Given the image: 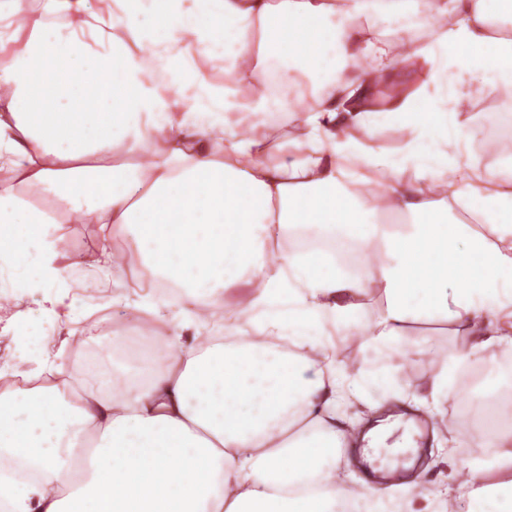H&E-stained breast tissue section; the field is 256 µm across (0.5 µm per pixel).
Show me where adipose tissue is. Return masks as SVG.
I'll return each instance as SVG.
<instances>
[{
	"instance_id": "ef3b65f1",
	"label": "adipose tissue",
	"mask_w": 512,
	"mask_h": 512,
	"mask_svg": "<svg viewBox=\"0 0 512 512\" xmlns=\"http://www.w3.org/2000/svg\"><path fill=\"white\" fill-rule=\"evenodd\" d=\"M504 17L512 0H5L0 300L46 305L17 363L54 372L72 317L82 268L61 264L58 222L130 236L154 284L128 309L173 332L162 362L105 337L113 363L138 364L125 393L100 365L79 406L56 387L8 397L0 507L512 512ZM415 356L429 369L405 374ZM473 376L485 451L456 489L356 477L348 451L378 443L388 405L466 447Z\"/></svg>"
}]
</instances>
